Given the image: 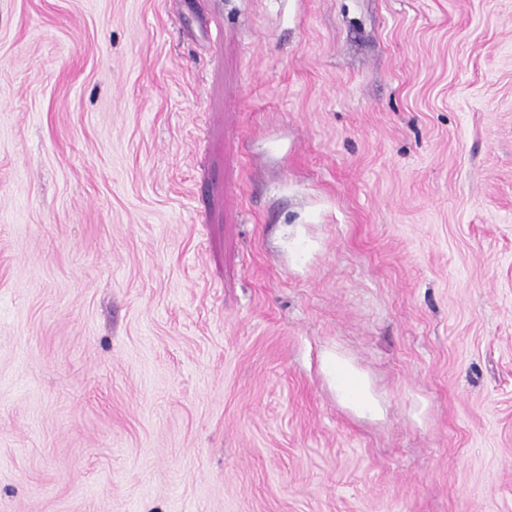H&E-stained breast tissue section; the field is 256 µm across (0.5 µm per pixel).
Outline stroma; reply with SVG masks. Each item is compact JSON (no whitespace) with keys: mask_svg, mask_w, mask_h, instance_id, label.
<instances>
[{"mask_svg":"<svg viewBox=\"0 0 512 512\" xmlns=\"http://www.w3.org/2000/svg\"><path fill=\"white\" fill-rule=\"evenodd\" d=\"M0 512H512V0H0Z\"/></svg>","mask_w":512,"mask_h":512,"instance_id":"1","label":"stroma"}]
</instances>
